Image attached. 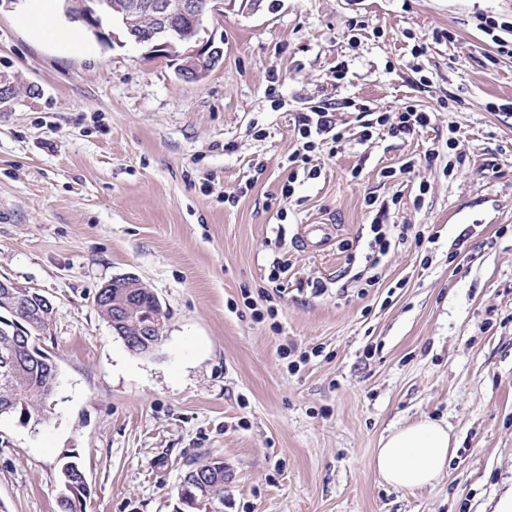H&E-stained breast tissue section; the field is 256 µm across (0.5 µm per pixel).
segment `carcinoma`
I'll return each mask as SVG.
<instances>
[{"label": "carcinoma", "mask_w": 512, "mask_h": 512, "mask_svg": "<svg viewBox=\"0 0 512 512\" xmlns=\"http://www.w3.org/2000/svg\"><path fill=\"white\" fill-rule=\"evenodd\" d=\"M15 293L14 297L0 296V353L11 340L21 336L28 343V352L26 361L14 369L11 381L0 382V406L27 424L42 419L43 404L50 397V386L55 384L54 360L38 345L41 336L50 331V325L39 328L32 325L34 314L41 311V293L33 288H18ZM129 300L165 320L159 298L146 286L133 289ZM59 481L63 487L58 502L60 512H84L88 487L80 464L63 463ZM177 497L176 512H212V508L224 505V461L209 459L193 463L180 481Z\"/></svg>", "instance_id": "obj_1"}]
</instances>
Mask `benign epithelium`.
<instances>
[{
	"instance_id": "benign-epithelium-1",
	"label": "benign epithelium",
	"mask_w": 512,
	"mask_h": 512,
	"mask_svg": "<svg viewBox=\"0 0 512 512\" xmlns=\"http://www.w3.org/2000/svg\"><path fill=\"white\" fill-rule=\"evenodd\" d=\"M121 19L119 31H105L99 22L102 6ZM70 14L96 37L120 44L131 40L148 49V54L175 66L177 75L199 82L222 66L224 41L216 40L224 18V0H67ZM134 276L115 278L100 290L112 308V326H131L135 334L124 337L127 347L148 351L160 343L157 317H146L133 304L111 300L113 288H131ZM24 343L0 356V381L7 382L22 361Z\"/></svg>"
}]
</instances>
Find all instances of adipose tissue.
Returning <instances> with one entry per match:
<instances>
[{
    "instance_id": "obj_1",
    "label": "adipose tissue",
    "mask_w": 512,
    "mask_h": 512,
    "mask_svg": "<svg viewBox=\"0 0 512 512\" xmlns=\"http://www.w3.org/2000/svg\"><path fill=\"white\" fill-rule=\"evenodd\" d=\"M452 444L447 425L425 417L391 429L375 452L373 466L395 489L422 488L443 476Z\"/></svg>"
}]
</instances>
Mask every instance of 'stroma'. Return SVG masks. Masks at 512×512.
Returning <instances> with one entry per match:
<instances>
[{"label": "stroma", "mask_w": 512, "mask_h": 512, "mask_svg": "<svg viewBox=\"0 0 512 512\" xmlns=\"http://www.w3.org/2000/svg\"><path fill=\"white\" fill-rule=\"evenodd\" d=\"M40 9L0 12V278L53 301L59 375L40 424L0 417V512H59L69 456L86 512H176L206 458L234 471L224 512H484L512 480V57L480 22H512V0H227L199 83L131 42H39L20 17ZM406 101L427 128L348 140L280 199L300 113L354 130ZM369 196L434 241L392 246L367 287ZM126 275L166 314L150 356L95 305ZM424 417L451 428L448 473L394 489L373 454Z\"/></svg>", "instance_id": "1"}]
</instances>
